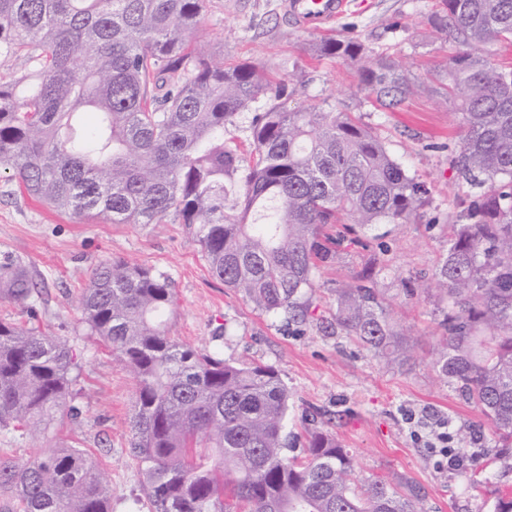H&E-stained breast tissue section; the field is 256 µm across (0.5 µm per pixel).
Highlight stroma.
<instances>
[{
    "label": "stroma",
    "instance_id": "obj_1",
    "mask_svg": "<svg viewBox=\"0 0 512 512\" xmlns=\"http://www.w3.org/2000/svg\"><path fill=\"white\" fill-rule=\"evenodd\" d=\"M439 0H352L325 30H309L282 0H206L195 40L223 54L225 64L248 62L266 78L297 82L285 108L324 107L349 112L375 128L392 157L426 189L424 205L402 224L360 231V244L341 243L332 264L315 274V310L306 324L256 310L215 277L193 229L168 216L158 224H110L75 218L24 193L0 171V265L20 260L36 289L27 304L0 295V320H27L65 339L77 355L80 377L71 399L77 422L53 423L39 440L0 431V457L29 460L60 444L92 450L114 489L112 512H151L144 476L129 455L135 382L115 355L98 346L80 322L78 301L94 269L125 261L168 276L179 307L168 321L178 343L205 348L227 361L274 366L292 393L289 431L308 421L336 434L366 477L406 479L421 491V512H492L501 486L512 488V461L496 459L487 422L449 383L437 377L445 303L438 290L417 289L432 278L448 250L452 206L463 196L454 158L462 131L453 104L436 92L458 48L430 24ZM335 37L361 43L357 60L321 57L313 47ZM399 60L417 77L413 96L394 106L367 91L362 70L376 56ZM390 316L411 332L402 363L385 366L363 347L331 334L337 289L357 282L371 264ZM470 431L478 456L449 467L436 436Z\"/></svg>",
    "mask_w": 512,
    "mask_h": 512
}]
</instances>
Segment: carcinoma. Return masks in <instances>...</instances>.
<instances>
[{
  "label": "carcinoma",
  "instance_id": "cac0c4a2",
  "mask_svg": "<svg viewBox=\"0 0 512 512\" xmlns=\"http://www.w3.org/2000/svg\"><path fill=\"white\" fill-rule=\"evenodd\" d=\"M205 0H0V168L25 192L74 217L156 224L170 212L193 227L224 286L288 323L312 314L317 263L336 251L327 224L402 223L426 190L375 130L345 112L289 111L284 82L249 63L224 66L194 34ZM437 32L452 55L439 95L463 128L454 163L470 187L455 202L448 251L432 281L446 301L437 375L512 448V68L483 55L512 43V0H442ZM360 44L329 38L321 56L354 60ZM376 100H402L415 79L393 59L363 73ZM264 101L243 157L228 126ZM376 270L336 290L330 329L388 365L409 333L375 288ZM28 268L0 273V294L22 303ZM170 280L121 259L97 268L81 322L135 382L130 454L154 512H418L419 489L355 474L336 436L286 431L289 393L278 371L227 362L176 343ZM78 367L67 342L28 323L0 321V430L37 438L46 420H75L67 404ZM304 442L303 455L294 454ZM0 512H112L111 489L89 449L54 448L34 460L0 457Z\"/></svg>",
  "mask_w": 512,
  "mask_h": 512
}]
</instances>
